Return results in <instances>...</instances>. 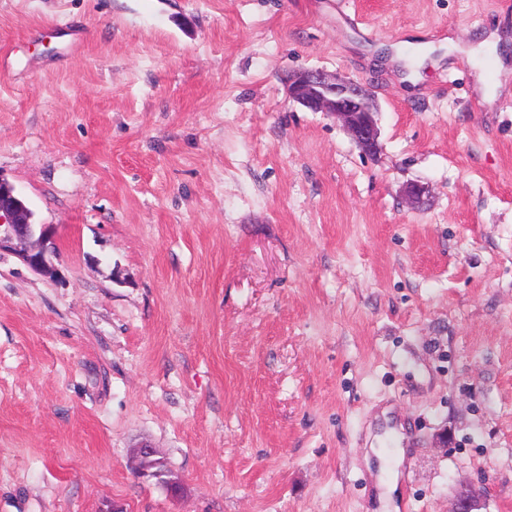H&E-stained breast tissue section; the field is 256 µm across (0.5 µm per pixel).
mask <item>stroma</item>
<instances>
[{"mask_svg": "<svg viewBox=\"0 0 512 512\" xmlns=\"http://www.w3.org/2000/svg\"><path fill=\"white\" fill-rule=\"evenodd\" d=\"M0 179L58 247L0 253V512H383L399 448L394 507L512 512V7L0 0ZM288 99L313 112L330 114L366 155L378 153V105L371 87L323 70H303L288 76ZM135 462L141 463V476L142 477H155L162 479L167 473L164 462L156 458V450L150 445L144 444L134 449Z\"/></svg>", "mask_w": 512, "mask_h": 512, "instance_id": "stroma-1", "label": "stroma"}]
</instances>
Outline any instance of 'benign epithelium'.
Listing matches in <instances>:
<instances>
[{"mask_svg": "<svg viewBox=\"0 0 512 512\" xmlns=\"http://www.w3.org/2000/svg\"><path fill=\"white\" fill-rule=\"evenodd\" d=\"M288 99L313 112L330 114L366 155L378 153V105L371 87L323 70H303L288 76ZM4 250L18 253L39 275L51 277L56 272L53 226L34 223L32 211L0 178V252ZM134 453L135 461L141 463V476L163 478L164 462L156 457L154 448L144 444Z\"/></svg>", "mask_w": 512, "mask_h": 512, "instance_id": "7a95c632", "label": "benign epithelium"}]
</instances>
